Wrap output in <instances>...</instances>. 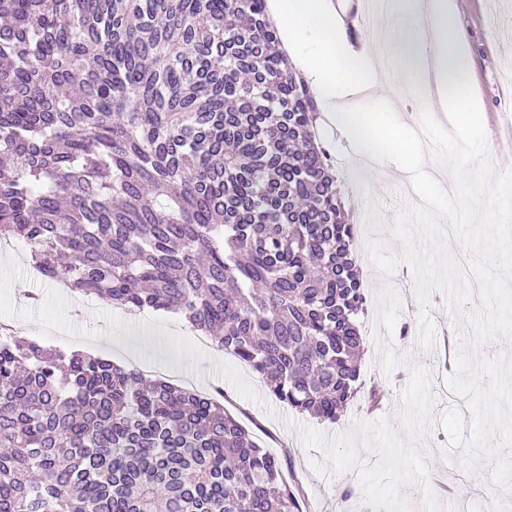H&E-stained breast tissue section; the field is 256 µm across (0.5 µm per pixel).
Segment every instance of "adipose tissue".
I'll return each instance as SVG.
<instances>
[{
	"label": "adipose tissue",
	"instance_id": "adipose-tissue-1",
	"mask_svg": "<svg viewBox=\"0 0 512 512\" xmlns=\"http://www.w3.org/2000/svg\"><path fill=\"white\" fill-rule=\"evenodd\" d=\"M400 21L389 31L388 46L413 84L426 99L445 104L455 128L471 127L472 119L458 112L453 90L468 64L457 50L455 13L448 0H390ZM272 20L279 26L283 47L294 60L320 104V130L338 133L363 157L396 155L417 164L421 146L404 122L379 124L365 109H345L338 102L349 94L378 84L371 46L346 40L331 0H268Z\"/></svg>",
	"mask_w": 512,
	"mask_h": 512
}]
</instances>
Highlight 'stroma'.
<instances>
[{
    "label": "stroma",
    "instance_id": "stroma-1",
    "mask_svg": "<svg viewBox=\"0 0 512 512\" xmlns=\"http://www.w3.org/2000/svg\"><path fill=\"white\" fill-rule=\"evenodd\" d=\"M458 47L481 109L495 173L512 169V0H452ZM323 143L348 161L345 199L374 215L376 240L397 257L391 273L364 258L363 390L384 398L373 413L354 400L339 422L297 413L275 399L246 365L214 347L195 346V335L177 313L129 314L95 297L59 289L40 276L25 245L0 263V322L25 341L68 353L98 346L103 358L167 381L211 393L257 442L293 473L305 495L303 512H512V339L473 345L471 315L483 308L473 290L474 259L456 237L443 246L455 259L471 295L451 309L441 291L420 300L403 244L394 234L399 217L417 208L406 197L392 163L361 172L355 153L335 137ZM435 327H455L454 370L440 364L437 347L419 345L421 311ZM457 486L455 498L438 494L435 481Z\"/></svg>",
    "mask_w": 512,
    "mask_h": 512
}]
</instances>
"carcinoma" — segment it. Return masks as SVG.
I'll use <instances>...</instances> for the list:
<instances>
[{"instance_id": "1", "label": "carcinoma", "mask_w": 512, "mask_h": 512, "mask_svg": "<svg viewBox=\"0 0 512 512\" xmlns=\"http://www.w3.org/2000/svg\"><path fill=\"white\" fill-rule=\"evenodd\" d=\"M267 0H0V240L178 312L299 413L361 391L363 280ZM215 397L0 336V512H303Z\"/></svg>"}]
</instances>
